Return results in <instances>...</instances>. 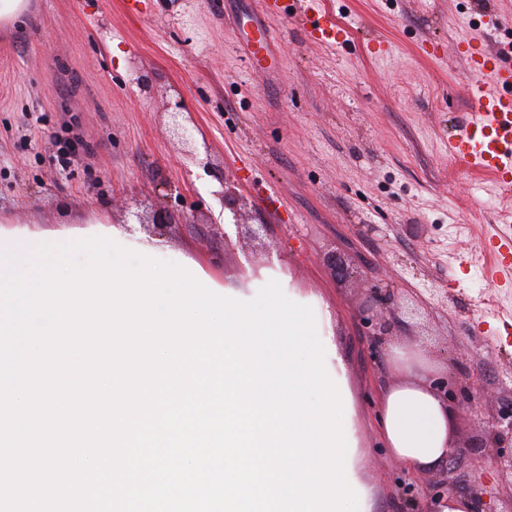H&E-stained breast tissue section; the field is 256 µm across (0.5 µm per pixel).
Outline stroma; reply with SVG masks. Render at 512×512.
Segmentation results:
<instances>
[{
    "label": "stroma",
    "instance_id": "obj_1",
    "mask_svg": "<svg viewBox=\"0 0 512 512\" xmlns=\"http://www.w3.org/2000/svg\"><path fill=\"white\" fill-rule=\"evenodd\" d=\"M257 2L151 0L136 21L121 0H28L0 29V217L45 230L165 214L160 259L199 262L234 287L289 277L328 313L374 512H410L449 477L475 512H512V473L499 468L512 436H489L512 416V324L496 316L512 309V285L490 278L483 249L512 237V222L448 153L472 105L455 45L489 11L503 24L484 42L512 39V0H324L346 43L317 46L282 20L275 58L256 61L233 18ZM378 38L389 54L371 55ZM178 95L203 134L191 149L171 130ZM234 222L244 231L214 235ZM251 224L270 230L255 237ZM336 256L358 277L337 280ZM377 289L394 310L372 305ZM397 348L423 352L426 386L460 374L474 394L471 415L460 396L445 401L452 468L413 474L387 449L384 397L410 379Z\"/></svg>",
    "mask_w": 512,
    "mask_h": 512
}]
</instances>
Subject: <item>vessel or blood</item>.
Masks as SVG:
<instances>
[{"instance_id":"obj_1","label":"vessel or blood","mask_w":512,"mask_h":512,"mask_svg":"<svg viewBox=\"0 0 512 512\" xmlns=\"http://www.w3.org/2000/svg\"><path fill=\"white\" fill-rule=\"evenodd\" d=\"M291 19L311 41L328 47L344 44L346 31L322 0H261L251 18L252 29L242 32L247 46L272 50L273 22ZM474 77L473 105L448 142V152L468 171L488 175L501 196H512V41L489 47L479 39L459 45Z\"/></svg>"}]
</instances>
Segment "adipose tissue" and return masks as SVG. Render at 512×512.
Listing matches in <instances>:
<instances>
[{
    "label": "adipose tissue",
    "mask_w": 512,
    "mask_h": 512,
    "mask_svg": "<svg viewBox=\"0 0 512 512\" xmlns=\"http://www.w3.org/2000/svg\"><path fill=\"white\" fill-rule=\"evenodd\" d=\"M382 423L390 453L415 471L446 464L454 451L448 411L440 398L421 384L394 387L385 398Z\"/></svg>",
    "instance_id": "obj_1"
}]
</instances>
